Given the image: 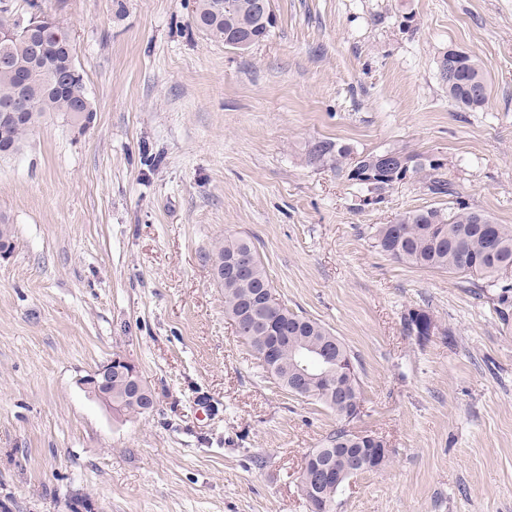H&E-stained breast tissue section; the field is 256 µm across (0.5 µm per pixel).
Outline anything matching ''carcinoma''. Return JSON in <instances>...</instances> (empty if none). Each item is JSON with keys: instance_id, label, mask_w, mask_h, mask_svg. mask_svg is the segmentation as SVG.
Returning <instances> with one entry per match:
<instances>
[{"instance_id": "obj_1", "label": "carcinoma", "mask_w": 512, "mask_h": 512, "mask_svg": "<svg viewBox=\"0 0 512 512\" xmlns=\"http://www.w3.org/2000/svg\"><path fill=\"white\" fill-rule=\"evenodd\" d=\"M222 2L216 8L215 2ZM194 21L199 30L216 41L227 35L239 38L270 36L259 25L253 11V0H195ZM75 62L73 40L69 29L49 22L32 36H19L0 42V105L16 99L18 78L28 77L35 88L33 104L25 112L0 115V159H8L20 150L24 140L37 129L47 115L61 113L73 122L77 111L91 99L84 86L83 73H73ZM442 70L448 78V97L467 109L481 107L487 99V84L481 61L475 55L443 59ZM351 151L333 148L317 141L307 152L311 165L336 157L346 170L347 180L365 193L364 202L378 203L392 188L385 174L363 164H348ZM415 160L411 179L418 181L434 195H448L450 183L444 164L421 162L423 154L407 153ZM483 213L459 202L450 210L437 208L407 212L392 224H378L373 229L375 247L392 258L420 268L456 274L471 281L478 290L496 288L501 271L512 267V225L479 223ZM254 258L251 272L238 277L233 265L241 253ZM211 260L224 267V314L238 328L241 336L257 352L262 347L273 351L265 369L295 396L322 403L345 421L358 417L355 402L361 398L359 377L354 357L345 344L322 323L294 312L285 304L271 310L262 305L263 292L273 288L253 243L245 238L226 237L216 242ZM306 341L322 345L336 361V377L332 385L317 381L297 383L293 371L295 344ZM309 466L315 470L327 463L351 465L360 473L386 465L391 450L383 449V439L374 435L353 434L339 427L324 445L311 452ZM339 490L325 491L313 487L307 493L311 512H335Z\"/></svg>"}]
</instances>
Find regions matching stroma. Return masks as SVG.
<instances>
[{"label":"stroma","mask_w":512,"mask_h":512,"mask_svg":"<svg viewBox=\"0 0 512 512\" xmlns=\"http://www.w3.org/2000/svg\"><path fill=\"white\" fill-rule=\"evenodd\" d=\"M70 30L96 116L48 117L0 161V512H309L308 454L340 421L292 395L224 315L207 254L251 239L280 301L354 354L350 431L392 455L336 512H512V317L460 276L381 253L372 229L463 201L512 225V0H276L247 53L195 0H43ZM481 61L485 103L440 63ZM317 141L431 153L419 183L365 204ZM430 314L427 340L403 316ZM128 357L155 404L116 416L78 383ZM448 78V97L467 109L481 107L487 99V84L481 61L476 55L458 58L448 54L442 62Z\"/></svg>","instance_id":"35a3bbf8"}]
</instances>
